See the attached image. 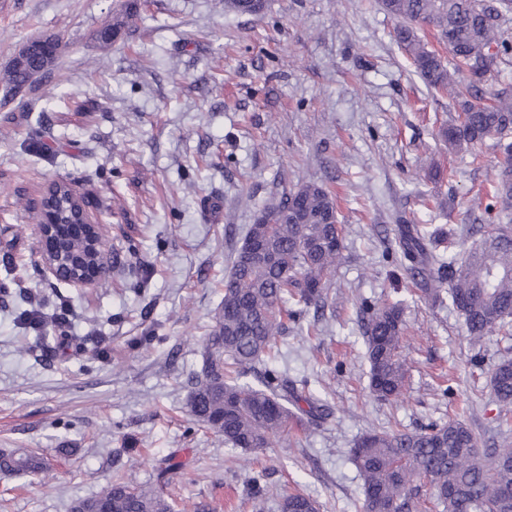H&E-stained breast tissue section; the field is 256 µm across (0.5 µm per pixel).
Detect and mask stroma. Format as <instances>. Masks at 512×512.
Instances as JSON below:
<instances>
[{
    "instance_id": "stroma-1",
    "label": "stroma",
    "mask_w": 512,
    "mask_h": 512,
    "mask_svg": "<svg viewBox=\"0 0 512 512\" xmlns=\"http://www.w3.org/2000/svg\"><path fill=\"white\" fill-rule=\"evenodd\" d=\"M113 0H0V77L20 45L65 47L38 91L0 119V449H34L48 472L0 473V512H70L114 475L151 485L161 459L184 471L173 512H280L288 487L320 512H361L348 450L363 433L460 421L512 441L489 370L512 335L471 342L450 302L422 299L397 227L456 231L455 251L497 221L480 201L504 159L493 136L460 157L439 140L458 115L392 41L377 0H137L111 40ZM57 178L95 203L115 254L145 267L79 291L45 280L33 226ZM336 196L344 249L322 316L278 339L273 367L308 379L319 425L258 452L192 429L187 379L257 204L281 185ZM403 300L408 380L397 401L369 392L364 303ZM42 332L24 330L27 308ZM145 336L144 346H132ZM265 475L254 497L248 475Z\"/></svg>"
}]
</instances>
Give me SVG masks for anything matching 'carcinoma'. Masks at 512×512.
<instances>
[{
    "mask_svg": "<svg viewBox=\"0 0 512 512\" xmlns=\"http://www.w3.org/2000/svg\"><path fill=\"white\" fill-rule=\"evenodd\" d=\"M380 5L395 21L393 40L415 74L461 108L457 122L439 130L449 146L468 152L490 136L512 132L511 90L496 91L489 105L479 101L488 77L512 56V41L501 31V22L512 14V0H380ZM264 8L265 0H224V9L241 15H257ZM129 17L126 6L100 37L118 33ZM424 25L448 48L452 61L424 43L418 35ZM59 47L52 37L33 41L13 59L5 94L48 71ZM504 150L485 211H497L508 223L488 225L480 242L460 259L434 251L437 231L427 225L406 229L398 240L408 270L425 280L426 296L441 298L440 277L448 273V299L472 342L503 330L512 317V144ZM257 213L271 224L249 225L236 252L185 404L192 421L223 435L225 443L254 452L272 447L294 426L313 427L322 419V403L308 380H290L267 361L288 329L286 320L325 306L327 278L344 248L336 200L317 183L277 193ZM260 234L264 252L249 253V239ZM363 313L369 389L376 399L389 401L402 395L406 381L402 302L366 304ZM490 389L502 410L511 411L512 359L491 369ZM479 441L459 421L432 423L415 433L382 430L360 436L349 456L361 480L363 512H421L423 486L441 512H512V442L481 448ZM43 470L38 452H0V472ZM181 470L173 458L163 459L158 485L174 483ZM279 507L280 512L320 510L316 500L300 492L282 493ZM71 512H172V506L161 491L114 477L99 493L75 500Z\"/></svg>",
    "mask_w": 512,
    "mask_h": 512,
    "instance_id": "cac0c4a2",
    "label": "carcinoma"
}]
</instances>
